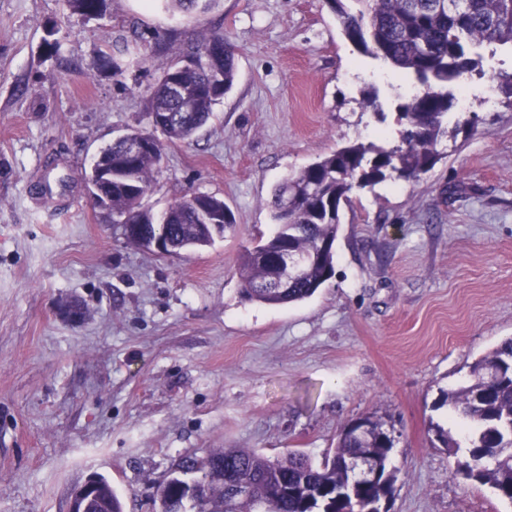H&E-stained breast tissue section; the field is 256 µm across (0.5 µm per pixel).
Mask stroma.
Segmentation results:
<instances>
[{
    "label": "stroma",
    "mask_w": 512,
    "mask_h": 512,
    "mask_svg": "<svg viewBox=\"0 0 512 512\" xmlns=\"http://www.w3.org/2000/svg\"><path fill=\"white\" fill-rule=\"evenodd\" d=\"M214 29L235 48L234 87L192 141L165 145L143 203L213 195L234 222L163 256L126 241L87 177L101 147L151 129L149 85ZM127 42L142 61L98 70ZM479 55L435 167L354 191L333 278L271 306L242 296L237 269L274 228V185L346 143L397 141L411 80L360 54L326 0H217L201 19L146 0H108L99 19L0 0V512H69L94 475L124 512H159L155 485L182 458L319 462L373 413L396 436L391 512H512L456 475L430 429L447 420L441 393L512 337V48Z\"/></svg>",
    "instance_id": "35a3bbf8"
}]
</instances>
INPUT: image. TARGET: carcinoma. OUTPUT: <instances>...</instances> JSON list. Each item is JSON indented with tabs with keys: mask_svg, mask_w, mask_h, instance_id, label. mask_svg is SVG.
<instances>
[{
	"mask_svg": "<svg viewBox=\"0 0 512 512\" xmlns=\"http://www.w3.org/2000/svg\"><path fill=\"white\" fill-rule=\"evenodd\" d=\"M217 0H164L172 13L208 12ZM356 11L344 0H328L343 36L363 54L398 70L416 84V92L400 105L404 131L389 146L357 141L340 147L276 185L268 201L276 229L245 251L239 269L241 291L252 301L283 305L313 296L333 275L340 209L356 189L393 176L417 180L440 159L437 145L444 137L443 119L456 94L448 84L462 80L478 61L470 47L512 44V0H458L448 10L438 0H356ZM67 10L83 18L103 16L106 0H65ZM197 58L194 68L171 66L146 97L147 112H168L161 132L171 143L186 142L209 121L213 108L233 87L235 48L224 32L211 30L179 49L178 60ZM175 79L196 103L192 112L178 111L169 95ZM148 147L127 157L126 142L118 137L102 148L92 170L112 172L100 184L108 198L103 207L114 224H139L142 230L169 242L178 255L210 246L224 237L233 223L224 200L208 194L175 199L161 213L143 205L163 148L154 133L130 130ZM284 247L316 258L288 280V286L269 288L274 259ZM465 428L464 460L457 473L488 484L512 503V338L503 341L471 367L467 384L442 394L436 408ZM365 428L349 423L340 433L332 455L320 463L305 452L289 449L276 458L249 448H221L203 459L185 458L172 469L159 499L165 512H370L384 498H393L396 469L391 466L395 437L383 417H361ZM90 512H123L112 484L100 479Z\"/></svg>",
	"mask_w": 512,
	"mask_h": 512,
	"instance_id": "1",
	"label": "carcinoma"
}]
</instances>
